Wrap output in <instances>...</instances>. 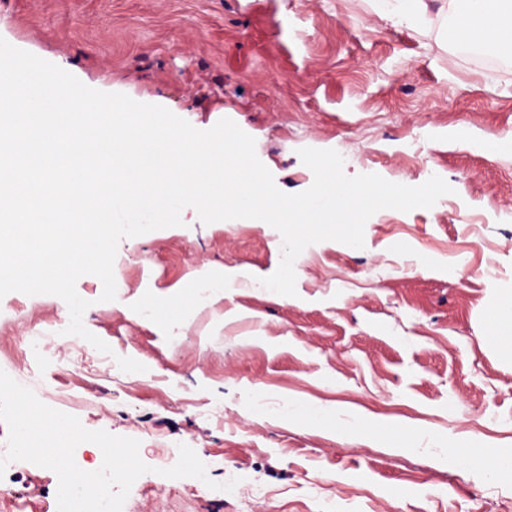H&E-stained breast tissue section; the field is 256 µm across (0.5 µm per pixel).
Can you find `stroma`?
Returning <instances> with one entry per match:
<instances>
[{"label":"stroma","mask_w":512,"mask_h":512,"mask_svg":"<svg viewBox=\"0 0 512 512\" xmlns=\"http://www.w3.org/2000/svg\"><path fill=\"white\" fill-rule=\"evenodd\" d=\"M0 38L196 129L233 120L288 194L313 182L303 147L338 151L349 176L454 189L378 211L363 248L308 246L293 297L259 283L282 257L270 225L121 239L116 300L93 275L76 289L86 329L142 373L66 334L61 298L1 297L0 370L86 429L139 440L150 470L123 512H512V472L459 463L512 455V355L492 318L512 305V63L476 66L372 0H0ZM177 300V316L134 312ZM182 444L206 480L161 476ZM57 487L36 465L6 473L0 512H57Z\"/></svg>","instance_id":"stroma-1"}]
</instances>
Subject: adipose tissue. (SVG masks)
I'll return each mask as SVG.
<instances>
[{"instance_id":"ef3b65f1","label":"adipose tissue","mask_w":512,"mask_h":512,"mask_svg":"<svg viewBox=\"0 0 512 512\" xmlns=\"http://www.w3.org/2000/svg\"><path fill=\"white\" fill-rule=\"evenodd\" d=\"M438 13L462 17L452 32L456 42L512 58V0H442Z\"/></svg>"}]
</instances>
